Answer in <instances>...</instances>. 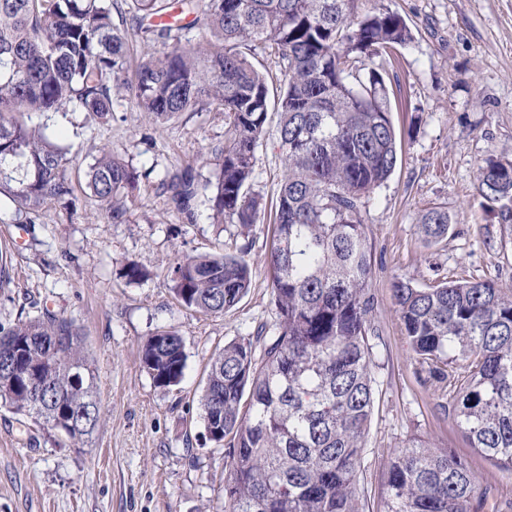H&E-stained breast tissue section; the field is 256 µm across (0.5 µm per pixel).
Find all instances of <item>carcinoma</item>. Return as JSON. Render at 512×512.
I'll return each mask as SVG.
<instances>
[{
	"mask_svg": "<svg viewBox=\"0 0 512 512\" xmlns=\"http://www.w3.org/2000/svg\"><path fill=\"white\" fill-rule=\"evenodd\" d=\"M128 2L139 29L168 46L136 69L139 111L156 123L224 113V146L210 175L188 166L165 183L188 220L201 203L213 223L249 236L261 207L250 192L255 152L270 105L279 116L283 171L266 259L277 320L268 335L212 355L200 398L210 440L229 439L225 512H359L375 306L362 199L398 163L384 63L412 40L411 28L387 8L359 14L358 0H181L210 34L187 48L179 28L154 23L166 0ZM113 8V0H0V197L30 223L46 202L72 197L73 187L66 153L25 116L76 102L110 124L112 90L124 84L128 63ZM257 48L278 58L285 77L273 102L248 58ZM354 57L373 67L360 74ZM86 178L90 198L112 222L123 221L135 169L104 145ZM477 191L512 232V160H487ZM418 229L443 240L448 211L429 208ZM168 271L182 305L211 315L235 307L251 285L242 255H184ZM393 294L408 347L446 383L448 409L471 447L512 471V289L491 281L420 288L399 279ZM141 363L157 386L180 383L181 336H150ZM94 384L73 320L45 308L0 324L1 407L43 420L82 448L101 421ZM386 491V512H480L487 498L467 457L421 442L392 457Z\"/></svg>",
	"mask_w": 512,
	"mask_h": 512,
	"instance_id": "obj_1",
	"label": "carcinoma"
}]
</instances>
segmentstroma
<instances>
[{"mask_svg":"<svg viewBox=\"0 0 512 512\" xmlns=\"http://www.w3.org/2000/svg\"><path fill=\"white\" fill-rule=\"evenodd\" d=\"M381 6L403 15L414 39L397 50L387 77L399 161L363 208L377 340L359 507L385 512L390 457L421 439L470 460L474 484L488 493L482 512H512V471L475 452L445 412L448 391L408 348L391 289L398 278L422 288L446 278L512 288V234L482 209L476 192L485 159H512V0L361 2L365 11ZM118 7L113 21L128 34L129 69L161 56L163 44L139 30L126 0ZM112 103L107 126L80 111L31 116L68 149L72 203L48 202L35 223L19 225L13 204L0 202V252L11 276L0 288V324L45 308L73 319L95 365L102 409L88 444L74 448L46 423L0 407V512H224L231 459L208 438L199 399L209 358L276 317L266 257L282 170L278 116L269 112L255 153L251 191L263 208L246 239L235 225L212 224L201 205L187 222L164 187L223 145V113L186 112L158 125L137 111L127 86L113 91ZM105 144L139 174L120 224L81 190ZM434 206L447 209L450 224L436 243L417 227ZM243 247L252 284L234 308L213 316L181 305L168 285V262ZM131 262L151 279L129 282L123 271ZM160 330L177 332L187 355L183 380L169 388L157 387L140 360L144 341Z\"/></svg>","mask_w":512,"mask_h":512,"instance_id":"1","label":"stroma"}]
</instances>
